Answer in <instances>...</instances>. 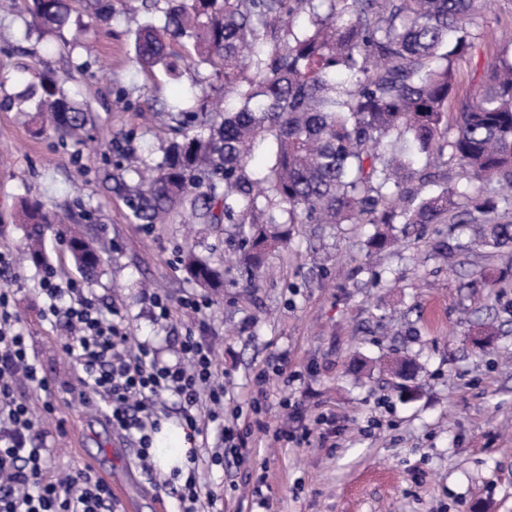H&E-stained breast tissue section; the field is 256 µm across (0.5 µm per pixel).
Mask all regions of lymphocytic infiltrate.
<instances>
[{
	"mask_svg": "<svg viewBox=\"0 0 512 512\" xmlns=\"http://www.w3.org/2000/svg\"><path fill=\"white\" fill-rule=\"evenodd\" d=\"M40 291L48 300L46 319H64L68 335L64 350L82 367L81 397L103 404L113 427L137 445V462L153 468L152 436L159 424L158 402L175 399L189 438H210L217 446L205 456L191 450L187 474L173 472L178 512H208L215 498L206 489L204 470L222 464L225 454L241 455L248 448L250 428L224 423V383L214 371V353L205 337L186 334L181 362L163 364L148 346L132 343L122 322L105 318L82 289L61 285L44 276ZM40 390L37 358L30 353L20 318L8 290L0 291V512H112V492L90 473L70 474L68 482L46 473L42 449L32 444V410L18 391L19 383Z\"/></svg>",
	"mask_w": 512,
	"mask_h": 512,
	"instance_id": "1",
	"label": "lymphocytic infiltrate"
}]
</instances>
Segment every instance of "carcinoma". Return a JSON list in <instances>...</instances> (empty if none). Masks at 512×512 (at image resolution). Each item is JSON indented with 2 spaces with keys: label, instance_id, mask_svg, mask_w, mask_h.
Returning <instances> with one entry per match:
<instances>
[{
  "label": "carcinoma",
  "instance_id": "carcinoma-1",
  "mask_svg": "<svg viewBox=\"0 0 512 512\" xmlns=\"http://www.w3.org/2000/svg\"><path fill=\"white\" fill-rule=\"evenodd\" d=\"M160 0H124L146 13L136 33V62L174 68V46L189 43L193 63L223 82L221 96L198 112L171 117L182 138L161 162L122 184L132 218L164 224L183 208L191 224L240 228V263L253 279L270 248L282 246L275 207L289 224H370L368 247L383 251L394 224L489 226V244H512V223L496 220L487 186L512 190V64L488 63L479 94L460 103L453 63L473 47L472 25L488 0H165L163 25L151 12ZM95 20L112 16L108 0H87ZM33 22L56 29L69 18L65 0H30ZM308 16L305 25L297 19ZM19 111L50 115L61 139L82 143L90 116L55 75L31 74ZM271 141L274 160L249 168L256 144ZM450 153L466 185H444L415 201L407 184L432 177L415 165ZM26 260L44 263L45 232L65 218L36 202L27 211ZM77 268L91 275L100 254L67 237ZM189 278L221 288L223 274L190 249L181 258ZM413 360L394 357L386 371L410 379Z\"/></svg>",
  "mask_w": 512,
  "mask_h": 512
}]
</instances>
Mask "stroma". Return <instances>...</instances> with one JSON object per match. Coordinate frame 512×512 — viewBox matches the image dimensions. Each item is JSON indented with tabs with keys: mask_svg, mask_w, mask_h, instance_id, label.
<instances>
[{
	"mask_svg": "<svg viewBox=\"0 0 512 512\" xmlns=\"http://www.w3.org/2000/svg\"><path fill=\"white\" fill-rule=\"evenodd\" d=\"M62 32L32 26L27 0L0 13V253L17 256L26 239L24 203L72 216L89 240L111 245L102 273L88 280L65 239L47 232L44 265L14 266L0 277L9 289L35 350L43 392L23 393L33 409L35 445L46 448L50 471L86 470L91 462L123 480L137 512H154L162 493L169 512L177 501L160 491L161 471H142L135 449L113 428L104 409L78 395L81 369L62 349L67 331L42 316L38 288L46 269L82 284L103 311L119 309L134 342L164 363H176L187 330L203 329L224 378L225 424L252 423L250 405L264 404L271 426L307 433L302 444L252 434L247 460L225 457L206 475L222 512H251L250 476H264L269 512H512V283L498 295L473 287L497 278L502 264L477 228L453 223L409 228L398 244L369 255V224H293L286 246L267 253L255 285L233 264L236 244L205 224L187 231L180 213L169 223H136L118 178L160 162L173 139L168 117L148 123L150 108L198 111L222 82L192 62L176 69L141 70L133 41L145 17L114 6L111 18L92 21L84 0H68ZM474 50L458 80L479 88L487 60L512 62V0H492ZM40 68L65 79L74 101L90 112L92 149L53 133L35 135L43 117L13 107L26 89L24 71ZM468 242L452 260L436 256L441 242ZM224 270V286L206 290L180 264L187 248ZM152 282L170 298L159 316L142 288ZM209 301L203 315L182 299ZM495 335L485 349L465 341L485 324ZM298 375L285 383L272 370L279 355ZM416 359L415 399L401 398L382 362ZM271 371L265 392L254 376ZM301 415L288 417L283 400ZM334 416L332 426L315 422Z\"/></svg>",
	"mask_w": 512,
	"mask_h": 512,
	"instance_id": "obj_1",
	"label": "stroma"
}]
</instances>
